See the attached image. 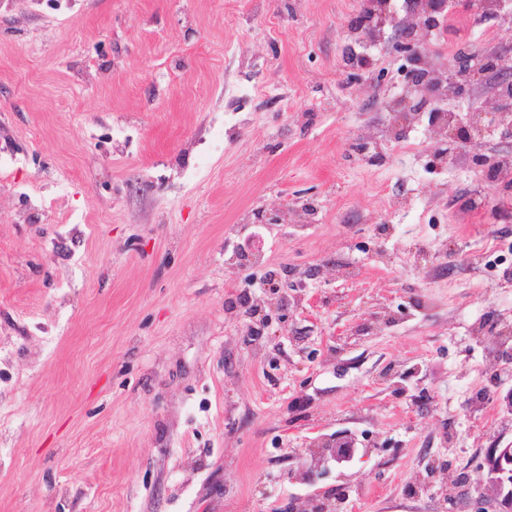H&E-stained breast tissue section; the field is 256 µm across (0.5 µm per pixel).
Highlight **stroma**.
<instances>
[{"instance_id":"stroma-1","label":"stroma","mask_w":512,"mask_h":512,"mask_svg":"<svg viewBox=\"0 0 512 512\" xmlns=\"http://www.w3.org/2000/svg\"><path fill=\"white\" fill-rule=\"evenodd\" d=\"M359 16L0 0V512L478 500L487 451L512 442V364L490 365L512 323L505 188L375 144L400 57L347 63ZM471 45L512 46V19L454 9L426 61ZM302 202L320 223H283ZM261 210L260 270H287L284 295L237 261ZM342 433L339 465L324 446Z\"/></svg>"}]
</instances>
